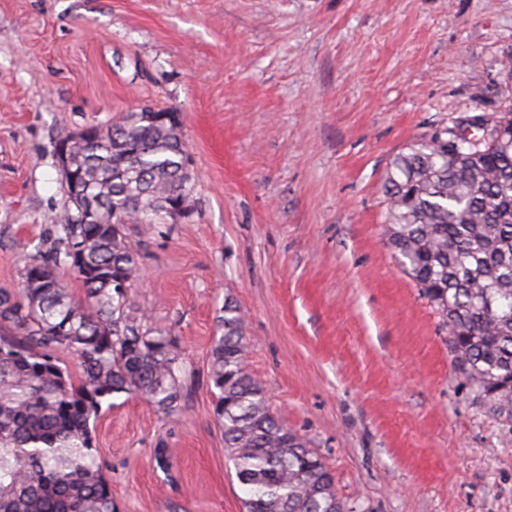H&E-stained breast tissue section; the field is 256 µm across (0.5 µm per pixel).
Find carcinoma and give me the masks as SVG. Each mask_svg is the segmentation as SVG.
Segmentation results:
<instances>
[{
    "label": "carcinoma",
    "instance_id": "obj_1",
    "mask_svg": "<svg viewBox=\"0 0 512 512\" xmlns=\"http://www.w3.org/2000/svg\"><path fill=\"white\" fill-rule=\"evenodd\" d=\"M157 112L67 135L71 160L101 199L80 221L68 189L53 246L36 247L16 291H0V512H115L94 442L103 402L140 396L179 410L185 373L175 337L133 316L138 254L127 224L153 228L168 202H190L181 125ZM387 245L448 327L453 369L479 406L512 428V147L448 153V130L397 155L384 181ZM83 287L76 300L58 270ZM125 281L129 291L115 283ZM210 348L214 414L245 512H342L335 477L270 411L248 369L245 322L224 301ZM78 357L74 384L57 353Z\"/></svg>",
    "mask_w": 512,
    "mask_h": 512
}]
</instances>
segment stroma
I'll use <instances>...</instances> for the list:
<instances>
[{"label":"stroma","instance_id":"stroma-1","mask_svg":"<svg viewBox=\"0 0 512 512\" xmlns=\"http://www.w3.org/2000/svg\"><path fill=\"white\" fill-rule=\"evenodd\" d=\"M143 105L179 113L195 182L188 218L125 228L135 312L186 373L175 414L120 393L96 423L117 512H244L208 384L228 299L344 512H512V431L461 387L382 193L412 143L512 112V0H0V290L62 208L57 141Z\"/></svg>","mask_w":512,"mask_h":512}]
</instances>
